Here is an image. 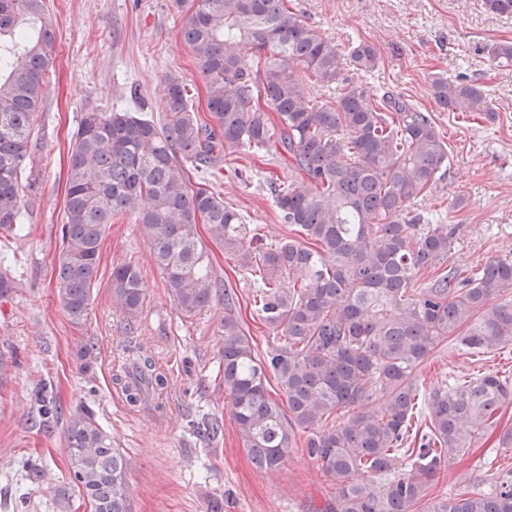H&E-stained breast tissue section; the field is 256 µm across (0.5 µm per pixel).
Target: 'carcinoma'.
<instances>
[{
    "label": "carcinoma",
    "instance_id": "cac0c4a2",
    "mask_svg": "<svg viewBox=\"0 0 512 512\" xmlns=\"http://www.w3.org/2000/svg\"><path fill=\"white\" fill-rule=\"evenodd\" d=\"M184 42L198 61L212 122H201L187 85L164 77L167 112L154 121L131 110L85 112L68 156L66 222L60 226L58 284L73 325L89 316L108 224L133 214L146 231L166 284L192 313L224 297V392L251 462L273 471L307 433L309 457L334 486L320 512H512V476L489 492L465 479L453 494L435 480L465 460L487 432L512 452L499 426L512 384L494 373L444 383L421 395L418 373L444 341L467 349L512 346V262L490 259L462 278L448 266L457 224L424 223L418 199L438 180L448 150L431 113L387 94L372 104L353 88L336 103L302 91V69L339 84L344 55L288 0H183ZM483 52L512 63V42ZM55 33L46 0H0V238L23 225L20 181L50 83ZM356 68L378 66L365 42ZM450 112L495 120L486 92L442 77L430 83ZM288 155L291 175L271 182L280 220L296 237L258 243L239 212L194 172L221 169L224 153ZM204 223L224 252L260 283L253 304L279 335L262 356L234 314L236 294L214 278L198 238ZM434 276L419 282L420 273ZM112 305L135 320L145 301L131 260L112 266ZM113 377L128 404L168 384L152 351L134 339ZM273 375L288 411L267 390ZM430 426L418 448L403 447L419 399ZM70 483L93 512H132L129 465L95 412L76 408L65 432ZM406 472L391 477L397 463ZM386 478L376 486L372 478Z\"/></svg>",
    "mask_w": 512,
    "mask_h": 512
}]
</instances>
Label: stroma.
I'll return each mask as SVG.
<instances>
[{
  "instance_id": "stroma-1",
  "label": "stroma",
  "mask_w": 512,
  "mask_h": 512,
  "mask_svg": "<svg viewBox=\"0 0 512 512\" xmlns=\"http://www.w3.org/2000/svg\"><path fill=\"white\" fill-rule=\"evenodd\" d=\"M306 22L342 53L361 42L378 52L376 69L345 63L346 81L327 89L300 73L308 98L334 102L339 92L361 87L373 100L392 93L432 113L447 145L448 160L436 184L416 208L425 218L459 225L448 262L471 271L491 258L512 260V66H497L483 51L492 41H512V16L493 15L481 0H293ZM56 32L51 83L39 119L41 143L25 175L27 221L22 232L0 242V273L17 286L0 297V354L17 365L0 384V512H57L54 491L69 481L65 431L73 410L89 406L111 433L113 447L130 462L132 512H312L333 491L317 462L295 448L278 470L256 469L236 430L219 361L224 346V304L215 300L184 312L167 288L146 234L132 217L113 221L101 243V262L85 325L64 311L57 284L59 227L65 221L67 153L83 113L133 107L160 119L166 73L180 75L195 91L201 121H210L198 62L180 36L184 9L175 0H46ZM481 86L496 111L489 121L474 112H448L430 92L433 77ZM284 155L238 152L225 156L209 184L264 242L290 235L268 190V179H286ZM465 204L454 208L457 197ZM199 240L214 276L232 286L235 315L258 351L275 333L254 311L250 277L213 241ZM136 261L146 300L136 323L113 308L114 264ZM151 346L168 386L159 404L130 407L112 382L129 332ZM98 356L90 371L77 358L82 345ZM493 372L512 380V347L462 350L438 346L420 369L422 391ZM53 401L56 417L42 422L41 406ZM223 425L214 440L211 420ZM474 487L493 489L512 474V455L485 437L470 457Z\"/></svg>"
}]
</instances>
